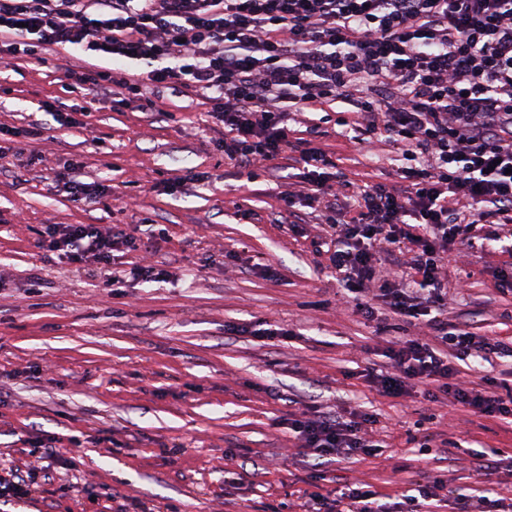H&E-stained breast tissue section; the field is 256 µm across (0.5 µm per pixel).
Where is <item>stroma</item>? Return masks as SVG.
I'll use <instances>...</instances> for the list:
<instances>
[{"instance_id":"35a3bbf8","label":"stroma","mask_w":512,"mask_h":512,"mask_svg":"<svg viewBox=\"0 0 512 512\" xmlns=\"http://www.w3.org/2000/svg\"><path fill=\"white\" fill-rule=\"evenodd\" d=\"M67 62L109 65L60 49L0 58V147L25 154L0 160V476L36 471L42 446L61 452L52 482L0 512H329L354 483L400 512L403 494L436 479V512H463L485 490L512 506V422L420 390L388 397L368 378L394 337L434 332L382 303L364 318L342 297L326 225L283 209L281 195L304 191L289 160L249 178L225 164L201 98L168 89L143 112L134 98L71 94ZM323 126L316 142L349 180L391 183L388 145ZM72 161L122 199L84 206L53 191L49 170ZM191 171L205 182L168 188ZM240 207L258 220H238ZM48 224L118 226L148 244L118 249L119 267L168 275L111 292L92 269L44 262ZM497 231L473 229L448 253L445 317L512 343V224ZM269 322L288 336L256 337ZM356 408L374 415L383 456L321 462L288 431L301 414Z\"/></svg>"}]
</instances>
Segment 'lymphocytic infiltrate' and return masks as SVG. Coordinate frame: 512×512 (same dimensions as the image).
<instances>
[{"label":"lymphocytic infiltrate","mask_w":512,"mask_h":512,"mask_svg":"<svg viewBox=\"0 0 512 512\" xmlns=\"http://www.w3.org/2000/svg\"><path fill=\"white\" fill-rule=\"evenodd\" d=\"M0 44L12 55L78 49L147 72L67 69L72 90L117 87L138 95L178 84L200 94L224 127V161L265 168L297 152L299 178L333 235L348 239L332 262L359 311L385 297L402 321L430 315L440 341L390 348L375 382L384 395L412 381L429 398L452 397L475 413L512 417V388L472 391L458 362L504 344L449 329L444 255L474 224L512 223V0H0ZM341 100L364 135L382 134L402 164L394 184L358 185L331 156L296 138L289 115ZM135 238L93 224H49L50 262L112 275L118 246ZM413 272L425 290L411 303L388 290ZM303 448L320 457L377 456L373 422L355 415L292 420Z\"/></svg>","instance_id":"lymphocytic-infiltrate-1"}]
</instances>
